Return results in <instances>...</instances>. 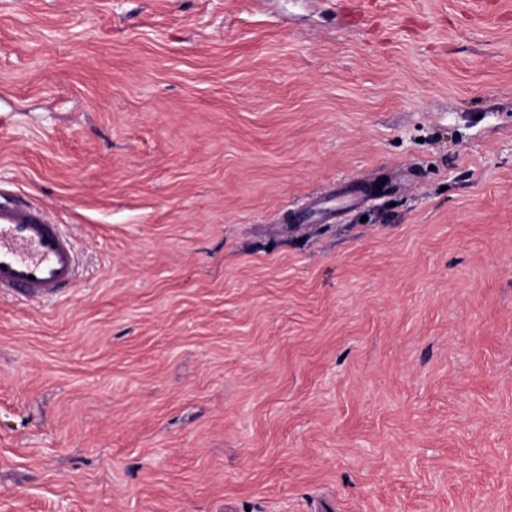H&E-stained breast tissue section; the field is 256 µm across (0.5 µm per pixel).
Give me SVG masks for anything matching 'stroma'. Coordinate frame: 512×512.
I'll use <instances>...</instances> for the list:
<instances>
[{
    "instance_id": "1",
    "label": "stroma",
    "mask_w": 512,
    "mask_h": 512,
    "mask_svg": "<svg viewBox=\"0 0 512 512\" xmlns=\"http://www.w3.org/2000/svg\"><path fill=\"white\" fill-rule=\"evenodd\" d=\"M0 512H512V0H0ZM77 276L72 244L43 207L0 204L1 298L56 295Z\"/></svg>"
}]
</instances>
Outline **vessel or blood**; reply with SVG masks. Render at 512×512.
Segmentation results:
<instances>
[{"instance_id":"obj_1","label":"vessel or blood","mask_w":512,"mask_h":512,"mask_svg":"<svg viewBox=\"0 0 512 512\" xmlns=\"http://www.w3.org/2000/svg\"><path fill=\"white\" fill-rule=\"evenodd\" d=\"M72 244L43 207L0 204V297L41 298L73 286Z\"/></svg>"}]
</instances>
